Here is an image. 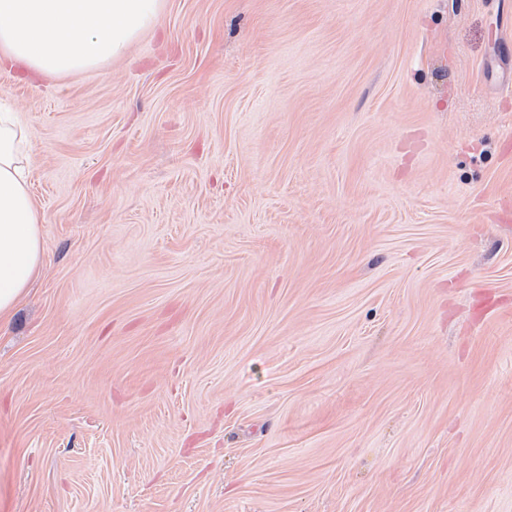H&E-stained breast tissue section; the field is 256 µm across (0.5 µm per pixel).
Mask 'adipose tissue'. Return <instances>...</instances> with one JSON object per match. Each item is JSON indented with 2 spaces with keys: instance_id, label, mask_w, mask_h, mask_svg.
I'll return each mask as SVG.
<instances>
[{
  "instance_id": "ef3b65f1",
  "label": "adipose tissue",
  "mask_w": 512,
  "mask_h": 512,
  "mask_svg": "<svg viewBox=\"0 0 512 512\" xmlns=\"http://www.w3.org/2000/svg\"><path fill=\"white\" fill-rule=\"evenodd\" d=\"M163 0H0V64L44 76L93 70L156 28ZM27 129L0 105V324L43 272V217L28 184Z\"/></svg>"
}]
</instances>
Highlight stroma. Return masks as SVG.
Masks as SVG:
<instances>
[{
    "label": "stroma",
    "mask_w": 512,
    "mask_h": 512,
    "mask_svg": "<svg viewBox=\"0 0 512 512\" xmlns=\"http://www.w3.org/2000/svg\"><path fill=\"white\" fill-rule=\"evenodd\" d=\"M512 0H164L0 67L44 272L0 512H512Z\"/></svg>",
    "instance_id": "35a3bbf8"
}]
</instances>
